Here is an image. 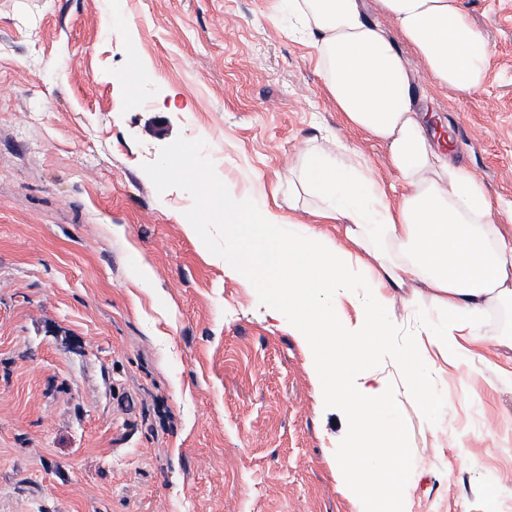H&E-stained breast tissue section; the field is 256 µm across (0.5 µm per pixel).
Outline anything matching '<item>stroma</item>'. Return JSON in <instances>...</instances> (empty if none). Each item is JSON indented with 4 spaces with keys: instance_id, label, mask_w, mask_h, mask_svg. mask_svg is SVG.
I'll return each mask as SVG.
<instances>
[{
    "instance_id": "1",
    "label": "stroma",
    "mask_w": 512,
    "mask_h": 512,
    "mask_svg": "<svg viewBox=\"0 0 512 512\" xmlns=\"http://www.w3.org/2000/svg\"><path fill=\"white\" fill-rule=\"evenodd\" d=\"M491 56L476 94L432 92L401 46L453 160L512 205V0H461ZM135 36H128V28ZM142 65L130 69L132 56ZM331 133L383 170L386 147L345 128L313 49L279 0H0V512H357L336 479L344 419L264 266L224 269L205 187L182 148L236 193L287 188ZM429 305L368 363L404 433V512H512V381L486 342L471 386L402 393L396 354Z\"/></svg>"
}]
</instances>
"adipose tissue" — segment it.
Wrapping results in <instances>:
<instances>
[{
    "instance_id": "1",
    "label": "adipose tissue",
    "mask_w": 512,
    "mask_h": 512,
    "mask_svg": "<svg viewBox=\"0 0 512 512\" xmlns=\"http://www.w3.org/2000/svg\"><path fill=\"white\" fill-rule=\"evenodd\" d=\"M285 2L291 32L312 46L343 125L387 146L385 166L403 192L391 200L379 173L340 138L313 140L288 174L287 208L259 210L250 195L225 194L224 236L235 249L224 267L238 270V244L259 242L262 263L288 290V315L309 353L319 399L348 420L339 482L360 512H403L406 476L389 463L401 436L373 423L394 402L385 377L366 368V353L396 334L387 318L395 302L409 309L425 300L442 318L419 321L414 335L468 382L488 315L512 308V234L498 224L479 180L452 163L450 138L416 106L401 51L362 0ZM379 3L434 87L462 97L482 88L490 46L459 0ZM303 193L319 201L316 224L286 216ZM437 362L414 349L398 359L405 394L429 412L439 400L424 380ZM374 459L385 462L375 479L368 475Z\"/></svg>"
}]
</instances>
